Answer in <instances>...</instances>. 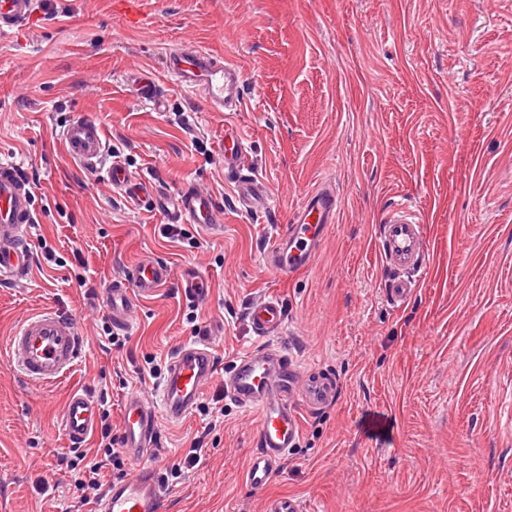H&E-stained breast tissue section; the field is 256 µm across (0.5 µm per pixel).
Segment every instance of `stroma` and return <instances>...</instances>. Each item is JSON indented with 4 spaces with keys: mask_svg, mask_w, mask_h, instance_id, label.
<instances>
[{
    "mask_svg": "<svg viewBox=\"0 0 512 512\" xmlns=\"http://www.w3.org/2000/svg\"><path fill=\"white\" fill-rule=\"evenodd\" d=\"M113 2L46 0L30 28L0 38V161L32 173L34 199L50 205L36 214L32 278L0 283V512H91L63 461L67 395L111 384L120 430L126 394L154 396L151 367L202 336L217 371L200 408L162 422L155 467L199 435L207 445L163 482L162 512H266L281 495L307 512H512V0H154L141 30ZM187 46L240 67V111H207L169 82L165 111L137 99L134 75ZM80 118L102 128L109 160L172 193L211 192L223 235L168 238L160 213L82 170L60 136ZM228 120L269 185L263 216L224 181ZM324 180L340 192L337 222L312 268L277 279L262 250ZM400 201L424 218L429 267L396 307L374 242ZM145 255L166 261L171 281L136 303L125 346L104 351L108 313L86 298L76 262L101 292ZM188 268L208 280L205 298L179 291ZM266 294L288 315L273 344L335 394L312 405L297 393L300 437L256 491L246 470L258 418L225 398L224 375L257 345L245 312ZM49 307L71 314L84 350L64 381L32 385L7 338Z\"/></svg>",
    "mask_w": 512,
    "mask_h": 512,
    "instance_id": "1",
    "label": "stroma"
}]
</instances>
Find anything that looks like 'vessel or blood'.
<instances>
[{"label":"vessel or blood","mask_w":512,"mask_h":512,"mask_svg":"<svg viewBox=\"0 0 512 512\" xmlns=\"http://www.w3.org/2000/svg\"><path fill=\"white\" fill-rule=\"evenodd\" d=\"M35 0H0V36L25 25L34 12ZM172 80L183 92L197 96L209 111L236 112L242 104L243 74L234 63L203 49H173L166 53L162 73L145 71L134 83L138 98L154 109L164 99L161 78ZM62 140L69 157L84 170L107 181L134 205L161 213L171 224H188L203 234H223L212 195L194 186L171 194L155 187L151 180L133 175L120 162H107V145L100 126L89 119L66 125ZM224 173L230 177L234 196L247 212L265 213L270 205L267 182L247 169V141L233 124L224 126ZM339 197L330 183L311 190L283 225L272 245L262 255L269 272L288 278L310 269L331 224L337 220ZM35 222L31 190L14 164L0 161V281L24 283L33 267L30 247ZM425 224L416 210L405 203L388 212L376 237V249L383 264L393 271L388 293L404 303L419 288L428 268ZM167 262L143 258L121 276L115 277L101 298L112 325L125 331L132 326L136 301L154 297L170 281ZM207 280L198 271H185L179 282L184 296L201 299L207 294ZM247 319L259 339L258 345L242 352L224 378V395L243 412L258 416L257 451L247 481L263 490L289 448L300 435V419L294 406L298 375L295 357L270 345L287 324L282 302L263 297L247 311ZM8 356L22 378L39 386L65 379L82 356V340L74 319L54 309H45L22 319L9 338ZM215 372V356L206 341L184 344L171 356L167 374L155 397L133 393L126 397L121 424V447L128 458L138 462L134 476L112 484L100 498L95 512H161L164 493L152 467L145 460L161 444V420L178 423L195 408L203 386ZM99 407L84 393H70L66 399L62 427L66 436L79 443L97 426Z\"/></svg>","instance_id":"b4317fda"}]
</instances>
